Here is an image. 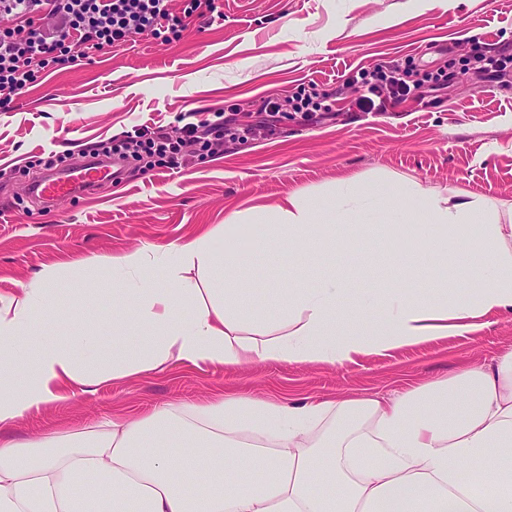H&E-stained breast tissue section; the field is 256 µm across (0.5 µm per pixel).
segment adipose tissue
<instances>
[{
	"mask_svg": "<svg viewBox=\"0 0 512 512\" xmlns=\"http://www.w3.org/2000/svg\"><path fill=\"white\" fill-rule=\"evenodd\" d=\"M427 241L396 253L352 234L356 266L381 260L402 271L399 288L351 294L329 276L263 310L234 274L236 251L217 252L220 224L165 247L79 261L85 276L112 283L111 323L91 324L70 345L35 328L66 272L47 270L0 294V429L43 406L111 379L157 371L256 362L345 365L474 331L479 319L512 309V224L496 223L487 200L461 190L409 184ZM480 236L456 242L465 225ZM252 252L310 261L336 250L303 193L289 192L273 220L250 237ZM424 278L428 291L407 289ZM477 283L449 295V284ZM117 344L104 351L99 338ZM190 444L180 461L159 440ZM0 512H512V350L493 363L393 397L358 396L283 404L210 398L162 405L137 418H110L86 433L0 438Z\"/></svg>",
	"mask_w": 512,
	"mask_h": 512,
	"instance_id": "obj_1",
	"label": "adipose tissue"
}]
</instances>
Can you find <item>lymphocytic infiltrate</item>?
I'll list each match as a JSON object with an SVG mask.
<instances>
[{"label":"lymphocytic infiltrate","instance_id":"lymphocytic-infiltrate-1","mask_svg":"<svg viewBox=\"0 0 512 512\" xmlns=\"http://www.w3.org/2000/svg\"><path fill=\"white\" fill-rule=\"evenodd\" d=\"M171 0H0V14L12 25L0 32V112L10 110L15 96L27 91L39 72L62 67L80 58L106 52L135 34L156 36L167 31L179 35L183 16H196L209 24L217 9L215 0H188L183 15H176ZM363 90L351 102L360 112H384L414 95L421 87L411 70L390 61L362 72ZM325 94L317 89L288 99H260L262 122L241 123L225 117L214 124L185 123L179 134L163 129L144 130L136 143L138 150L158 157L167 168L185 165L190 149L209 139L222 142L228 130H236L245 142L258 130L273 131L277 115L297 112L316 118L325 111Z\"/></svg>","mask_w":512,"mask_h":512}]
</instances>
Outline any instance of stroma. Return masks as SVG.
<instances>
[{
    "mask_svg": "<svg viewBox=\"0 0 512 512\" xmlns=\"http://www.w3.org/2000/svg\"><path fill=\"white\" fill-rule=\"evenodd\" d=\"M220 16L184 21L180 40L135 36L125 45L42 72L8 112H0V293L47 267L83 257L109 258L164 246L234 222L228 241L241 255L237 274L255 288L256 307L283 298L298 278L348 277L343 255H321L299 270L277 254L249 251L250 227L291 191L326 209L339 183L352 179L403 209L410 183L454 187L492 201L501 223L512 221V73L458 80L385 112H351L361 91L358 71L396 59L421 72L473 67L487 49L512 51V0H216ZM317 84L333 117L279 120L275 135L227 141L197 151L169 170L128 161L120 179L94 193L44 206L28 194L52 154L82 160L85 150L136 139L143 128L175 130L184 114L207 122L236 111L257 121L255 101L292 97ZM112 318V299L61 295L38 317L41 331L62 342L73 324ZM512 349V311L484 318L479 330L359 357L344 366L258 362L204 368L169 362L164 369L111 379L92 392L49 404L14 428L18 438L47 427L94 428L156 405L192 404L221 395L333 399L392 395L464 368L488 364Z\"/></svg>",
    "mask_w": 512,
    "mask_h": 512,
    "instance_id": "1",
    "label": "stroma"
}]
</instances>
